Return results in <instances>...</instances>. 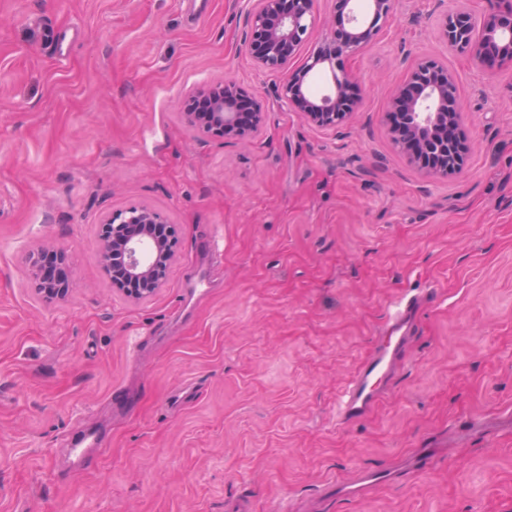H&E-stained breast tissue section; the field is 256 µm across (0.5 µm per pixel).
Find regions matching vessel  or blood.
I'll list each match as a JSON object with an SVG mask.
<instances>
[{"label":"vessel or blood","instance_id":"obj_1","mask_svg":"<svg viewBox=\"0 0 512 512\" xmlns=\"http://www.w3.org/2000/svg\"><path fill=\"white\" fill-rule=\"evenodd\" d=\"M415 307V302L409 299L400 303L392 313L385 336L361 365L342 396L338 410L339 421L348 422L363 417L377 404L412 333ZM390 478L388 472L370 471L357 482L336 484L330 486L329 491L339 497L351 496L370 485L387 482Z\"/></svg>","mask_w":512,"mask_h":512}]
</instances>
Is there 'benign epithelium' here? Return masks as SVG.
<instances>
[{"label":"benign epithelium","mask_w":512,"mask_h":512,"mask_svg":"<svg viewBox=\"0 0 512 512\" xmlns=\"http://www.w3.org/2000/svg\"><path fill=\"white\" fill-rule=\"evenodd\" d=\"M394 0H370L369 18L360 21L352 11V0H334L327 19L323 44L306 63L290 70L299 46L314 31L316 0H254L248 17V51L254 64L268 71L286 74L282 94L291 108L310 124L331 130L345 122L360 104L354 93L357 79L342 61L376 37L391 17ZM439 36L448 47L468 54L476 66L492 71L512 66V3L509 0L475 21L461 3L447 10L439 22ZM332 72L333 87L321 96L306 90L307 78L316 69ZM192 98L205 101L204 113L185 112L188 123L211 136L246 139L257 132L263 108L247 88L233 82L209 84ZM386 121L398 150L429 174L446 176L448 169L462 168L468 151L466 143L448 149L438 135L459 127L463 112L456 80L448 68L435 59H425L410 69L405 82L393 91ZM166 216L143 205L114 211L100 224L97 256L105 267L115 257L123 258L120 271L112 272V290L134 302L154 297L166 282L169 267L178 254L175 235H161ZM42 254L30 257L35 289L46 300L65 295L70 288L66 257L51 251L50 261L61 274L44 279L40 273Z\"/></svg>","instance_id":"benign-epithelium-1"}]
</instances>
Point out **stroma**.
Segmentation results:
<instances>
[{"label":"stroma","mask_w":512,"mask_h":512,"mask_svg":"<svg viewBox=\"0 0 512 512\" xmlns=\"http://www.w3.org/2000/svg\"><path fill=\"white\" fill-rule=\"evenodd\" d=\"M455 4L398 0L347 61L359 111L329 131L253 64L251 0H0V512H512V67L448 50ZM425 57L468 113L446 177L383 119ZM225 80L264 104L250 140L185 121L188 94ZM140 205L179 245L134 303L97 247L108 214ZM43 248L69 263L50 302L30 275ZM406 296L418 331L385 396L340 423ZM86 429L102 451L78 470L67 440ZM417 448L436 451L423 470L328 496Z\"/></svg>","instance_id":"35a3bbf8"}]
</instances>
